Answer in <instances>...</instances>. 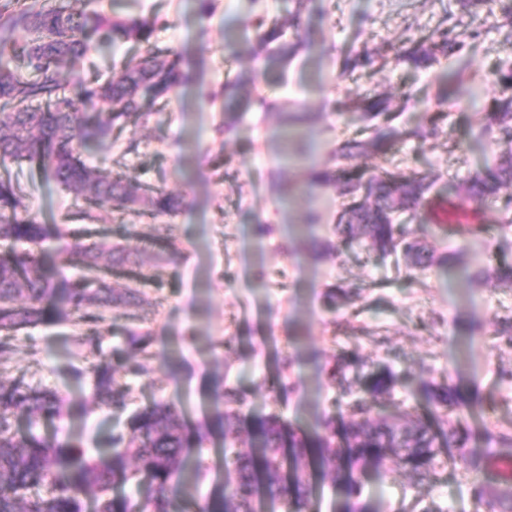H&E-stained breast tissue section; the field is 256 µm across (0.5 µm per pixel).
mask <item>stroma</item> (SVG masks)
Returning a JSON list of instances; mask_svg holds the SVG:
<instances>
[{
    "mask_svg": "<svg viewBox=\"0 0 512 512\" xmlns=\"http://www.w3.org/2000/svg\"><path fill=\"white\" fill-rule=\"evenodd\" d=\"M454 0H306L299 37L303 45L288 64L255 63L246 50L261 15L287 22L293 0H122L123 13L159 16L155 43L183 53L191 78L146 121L129 123L119 138L88 142L84 159L108 176L121 172L134 184L163 187L183 196L172 216L101 211L92 230L109 244L141 248L144 280L115 268L114 287L138 282L154 302L146 371L130 381L136 404L164 399L183 407L195 423L207 421L214 377L246 394L245 411L265 414L273 407L264 381L275 369L277 351L298 355L292 375L297 391L280 412L292 423L313 427L340 407L327 371L341 353L358 354L366 366H389L397 377L388 411L427 415L424 386L446 381L476 401L469 425L472 443L512 434V344L500 336L512 317V284L493 269L512 263V227L498 217L512 185L498 199L479 205L485 232L452 235L457 202L466 182L502 164L507 155L491 116L500 97L499 65L512 63V28L505 26L496 0H487L473 21L480 39L463 51L417 69L396 62L398 48L410 47L435 29ZM381 52L371 68L344 71V59ZM250 87L275 99L281 112H260L247 93L221 97L224 83L238 74ZM386 94L398 112V126L423 123L429 110L448 114L428 141L401 140L387 155L371 153L356 165L426 174L434 185L410 220L435 262L422 271L396 269L365 247H344L334 224L344 200L334 183L304 188L310 170L338 174L340 145L367 134L360 112L346 102ZM307 112L311 119L288 126L283 112ZM238 120L224 134V120ZM309 139L311 159L284 156V134ZM139 144L127 152L129 140ZM18 179L28 204L46 224L63 223L79 203L28 163L0 167V177ZM320 221L308 226L305 216ZM176 226L180 253L162 255L150 238L152 223ZM350 289L352 299L329 304L331 286ZM88 325L51 318L20 333L16 351L0 367V378L56 390L65 400L62 423L47 422L44 433L68 425L85 446L106 445L116 423L111 413L92 408L91 384L74 373L92 355L83 338ZM194 345H186L187 333ZM232 338L233 348L215 357L213 342ZM365 497L384 512L420 501L443 512H471V481L463 465L440 470L432 482L406 473L367 469Z\"/></svg>",
    "mask_w": 512,
    "mask_h": 512,
    "instance_id": "stroma-1",
    "label": "stroma"
}]
</instances>
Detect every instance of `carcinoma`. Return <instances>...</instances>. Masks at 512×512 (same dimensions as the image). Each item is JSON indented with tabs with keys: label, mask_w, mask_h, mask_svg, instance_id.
Returning <instances> with one entry per match:
<instances>
[{
	"label": "carcinoma",
	"mask_w": 512,
	"mask_h": 512,
	"mask_svg": "<svg viewBox=\"0 0 512 512\" xmlns=\"http://www.w3.org/2000/svg\"><path fill=\"white\" fill-rule=\"evenodd\" d=\"M19 2L0 3V166L35 163L81 199L83 207L74 213L73 223L51 227L25 203V188L0 178V243H7L0 252V358L14 350L16 333L43 321L49 305L64 319L76 314L92 324L104 321L105 313L114 308L135 307L121 317L131 324L128 345L144 353L151 331L143 327V311L152 302L135 288H114L99 277L114 265L142 269L140 251L121 245L106 250L92 238L86 222L105 208L171 216L180 210L183 198L163 189L142 193L119 174L99 178L81 159V149L95 137L119 136L130 121L149 116L150 107L186 83L183 56L156 46V16L88 12L74 8L70 0L10 10ZM20 29L32 37L18 40ZM253 30L255 60L286 64L296 54L299 39L285 38L278 24L260 17ZM478 38L476 29L464 26L463 17L450 12L427 36L396 52L395 58L424 67L462 51L466 40ZM128 41L140 48L137 61L103 82L92 78L84 83V109H79L65 94L62 68L83 61L96 44ZM376 61L375 53L363 51L347 57L344 67L353 71ZM355 108L362 112L371 136L344 142L339 149L344 160L369 149L384 154L398 139L425 141L447 117L443 111L429 112L423 126L409 129L392 125L396 115L385 98L375 96L355 103ZM492 108L508 149L507 166L468 180L458 203L462 211L496 198L503 184L512 183V95L493 100ZM102 113L108 115L104 121ZM429 187L427 176L420 173L345 166L340 194L346 203L335 227L340 243L351 247L368 240L379 254L406 269H426L432 264L431 251L395 223L394 215L415 209ZM51 237L59 241L61 264L78 265L86 276L46 275L41 254ZM153 238L169 254L179 253L173 225H154ZM85 342L94 357L87 370L93 405L128 410L132 399L124 378L141 375L144 366L131 359L119 375L103 351L101 335L87 336ZM355 362V357L344 354L329 370L328 379L338 384L339 402L347 414L324 421L318 431L296 427L278 412L244 420L243 393L217 379L206 423L189 426L180 407L160 399L128 410L127 432L112 434L109 448H87L80 440L38 434V423L62 416L63 399L50 390L0 381V512H259L263 500L283 504L286 512H311L314 489L306 473L310 465L332 475L340 486L339 512H376L363 499L362 477L370 466L386 472L405 470L426 480L450 460L474 467L478 459L502 456L503 449L512 448V437L505 435L494 440L492 448L469 447L471 433L464 412L470 406L459 390L442 385L429 384L425 391L429 405L445 410L444 418L400 424L386 416L371 417L379 397L394 389L395 374L385 366L350 381L346 370ZM293 364L292 355L280 354L279 368L268 385L272 403L293 391L288 376ZM244 424L256 442L250 450L236 448ZM217 433L224 440L226 478L199 503L190 490L188 449L202 447ZM473 497L475 512H512L511 485L489 499L477 480Z\"/></svg>",
	"instance_id": "carcinoma-1"
}]
</instances>
